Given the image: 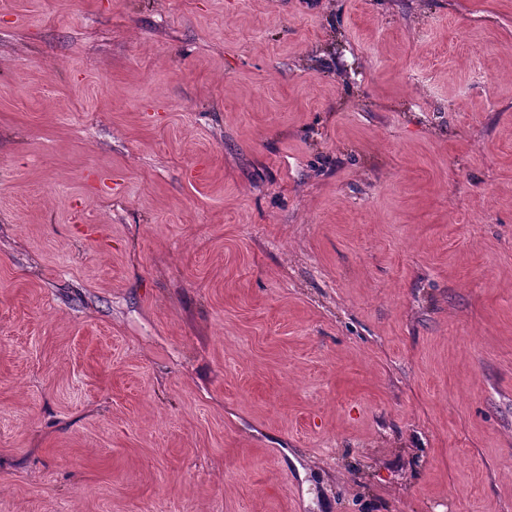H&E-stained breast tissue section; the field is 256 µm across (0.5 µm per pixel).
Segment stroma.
<instances>
[{
    "mask_svg": "<svg viewBox=\"0 0 512 512\" xmlns=\"http://www.w3.org/2000/svg\"><path fill=\"white\" fill-rule=\"evenodd\" d=\"M0 512H512V0H0Z\"/></svg>",
    "mask_w": 512,
    "mask_h": 512,
    "instance_id": "1",
    "label": "stroma"
}]
</instances>
